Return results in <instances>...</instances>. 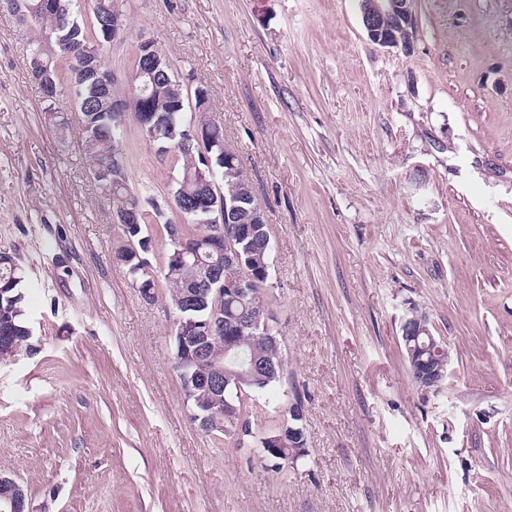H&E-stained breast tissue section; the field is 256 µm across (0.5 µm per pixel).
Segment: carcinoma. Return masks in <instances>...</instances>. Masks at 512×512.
<instances>
[{
	"label": "carcinoma",
	"instance_id": "1",
	"mask_svg": "<svg viewBox=\"0 0 512 512\" xmlns=\"http://www.w3.org/2000/svg\"><path fill=\"white\" fill-rule=\"evenodd\" d=\"M91 3V22L88 25L78 22L70 13L68 0H60L57 13L38 14L30 20L34 25L31 29V53L29 67H34V59L50 64L46 79L60 91L71 87L81 89L82 97L75 101L76 122L82 135V146L88 168L102 193L112 199V208L119 212L134 206L135 199L128 184L127 164H122L120 174L112 175V159L118 156V143L122 140V129L125 121L112 117L107 110L105 99L95 94L92 66L105 70L101 28L112 18L108 7L117 5L116 0H89ZM159 66L154 68L156 77L150 88V96L145 101L133 98L129 102L126 117L136 123L144 121L149 113L160 141L173 148L178 165L177 178L173 196L177 199L175 207L165 208L159 214L149 200H143L138 215L140 230L134 232L128 225H120L121 236L112 256L121 260L131 277L132 287L148 288L152 291L150 302H158L157 277H162L168 286L165 305L174 313H179V304L186 293L195 288L203 287L198 266L193 259L175 264L171 258L164 260L160 272H155L147 258L152 250L151 238L144 234L143 227L149 220L163 226L166 235H171V228H180L181 235L191 244L201 237L210 225L201 224L198 218L189 214L188 209L199 194V184L189 176L194 163L205 166L197 150L187 152L178 147L185 128V112L178 106L177 98L187 99L191 96L194 103L200 105L208 98V89L200 84L187 85L184 80L175 76L170 64L162 52H157ZM203 144L209 148L213 161L216 183L213 196V211L210 218L224 223V212L234 205L246 209L250 204L243 198L253 193L252 183L244 174L236 149L224 139V127L215 121L208 125L203 137ZM241 253L242 266L228 271L231 277H239L246 281L247 296L240 302L229 296L218 300L215 297L206 299V305L191 310V315L199 319H208L212 312L224 314V329H229L237 322L238 312L247 306L249 317L264 326L273 321L270 310L268 279L270 270V253L257 245L246 243L237 245ZM22 282L21 269L15 259L0 262V328H10L14 336L17 350H22L29 335V324L26 318L23 301L24 295L19 286ZM276 339L263 341L248 331L238 334V343L234 350L225 351L224 341L217 337L211 339L210 348L215 357L224 366V382L226 392L214 397L200 389L185 377H179L181 388L187 403L201 415L211 416L212 427L206 434L217 438L236 439L238 423L224 419V399L228 398L237 405H242V395L248 391L268 392L280 383L274 377L266 381L246 379L248 361L255 357L262 362L275 365L279 371L286 370L283 354L282 338L277 330H272ZM439 345V341L427 332L417 342L403 345V356L406 362L411 357L431 355Z\"/></svg>",
	"mask_w": 512,
	"mask_h": 512
}]
</instances>
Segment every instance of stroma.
Returning a JSON list of instances; mask_svg holds the SVG:
<instances>
[{
	"label": "stroma",
	"mask_w": 512,
	"mask_h": 512,
	"mask_svg": "<svg viewBox=\"0 0 512 512\" xmlns=\"http://www.w3.org/2000/svg\"><path fill=\"white\" fill-rule=\"evenodd\" d=\"M119 5L107 68L154 39L239 153L288 373L243 395L247 443L192 421L173 315L112 258L74 101L46 104L0 8V248L32 330L0 365V474L29 512H512V0H414L407 51L370 42L359 0ZM123 142L132 190L172 192L135 122ZM412 307L448 349L435 390L402 357ZM296 400L307 455L276 469L256 437Z\"/></svg>",
	"instance_id": "stroma-1"
}]
</instances>
